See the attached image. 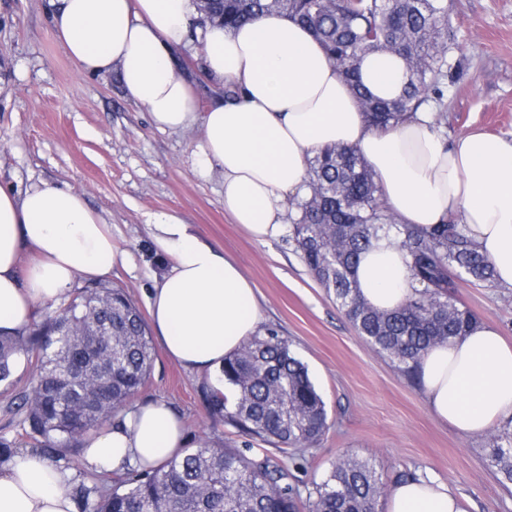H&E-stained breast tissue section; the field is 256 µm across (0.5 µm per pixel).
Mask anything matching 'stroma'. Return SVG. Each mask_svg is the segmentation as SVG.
<instances>
[{
  "instance_id": "1",
  "label": "stroma",
  "mask_w": 512,
  "mask_h": 512,
  "mask_svg": "<svg viewBox=\"0 0 512 512\" xmlns=\"http://www.w3.org/2000/svg\"><path fill=\"white\" fill-rule=\"evenodd\" d=\"M448 92L441 130L512 140V0H447ZM198 131L162 132L123 93L117 75L90 77L67 56L48 21L45 0H0V183L23 191L52 182L71 189L110 224L127 261L103 277L147 311L156 277L170 261L158 252L149 219L178 212L197 237L233 257L258 291L260 335L277 334L307 365L329 428L304 454L293 478L308 493L341 456L375 461L386 485L400 472L432 474L468 498L475 512H512L485 458L487 437L440 424L421 384L408 380L358 336L333 294L312 276L287 236L260 243L224 213V178L193 166ZM457 301L512 343V288L459 282ZM209 370L182 366L155 347L150 375L133 403L167 401L190 444L251 446L289 466L288 451L245 436L213 418L204 402ZM0 389V440L17 453L33 441L10 403L31 391V371Z\"/></svg>"
}]
</instances>
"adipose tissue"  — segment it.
<instances>
[{
	"mask_svg": "<svg viewBox=\"0 0 512 512\" xmlns=\"http://www.w3.org/2000/svg\"><path fill=\"white\" fill-rule=\"evenodd\" d=\"M46 12L80 71L118 73L157 130L200 128L196 174H223L225 212L257 241L283 233L288 200L306 191L310 159L347 148L372 169L399 223L427 230L457 219L492 262L498 285L512 288V142L482 132L447 139L431 112L387 129L371 126L323 46L275 13L227 30L201 24L197 0H46ZM191 45L215 88L205 105L176 71L177 53ZM406 80L395 55L363 56L360 81L369 94L396 98ZM225 87L237 97L224 99ZM150 227L170 258L150 295L154 336L184 366H222L258 332L251 282L179 213L156 215ZM27 248L36 253L30 264L22 260ZM118 257L109 224L81 195L50 183L20 195L0 186V331L26 332L77 278L107 275ZM354 277L362 301L380 311L399 309L416 290L392 237L362 254ZM417 371L425 402L443 424L481 436L512 417V346L488 323L431 348ZM187 445L182 423L157 400L86 436L80 469L157 467ZM77 470L34 452L0 465V512H78ZM387 512H470V504L426 476L393 485Z\"/></svg>",
	"mask_w": 512,
	"mask_h": 512,
	"instance_id": "1",
	"label": "adipose tissue"
}]
</instances>
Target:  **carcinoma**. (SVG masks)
Listing matches in <instances>:
<instances>
[{"mask_svg": "<svg viewBox=\"0 0 512 512\" xmlns=\"http://www.w3.org/2000/svg\"><path fill=\"white\" fill-rule=\"evenodd\" d=\"M204 19L233 28L277 12L304 25L349 77L373 51L407 60L403 94L383 101L359 93L375 126L397 123L427 100L441 101L448 77V6L445 0H205ZM309 193L290 202L291 238L310 273L336 297L359 336L408 377L430 348L478 323L456 301V281L495 282L490 260L450 219L430 230L400 224L384 206L373 172L352 149L326 148L309 163ZM395 232L405 252L415 296L392 312L360 300L354 269L373 242ZM71 302L35 322L22 335L0 332V384L13 386L12 359L25 356L35 384L17 407L29 434L79 449L84 436L112 419L144 384L152 343L140 310L122 288L86 285ZM108 322L112 335L99 336ZM211 414L239 432L293 449L294 469L305 467L302 449L328 430L324 401L306 365L287 340L255 336L224 358L205 392ZM486 459L499 481L512 484V430L491 436ZM113 484L75 489L83 512H302L297 485L267 456L246 449L199 444L158 468L113 471ZM386 493L374 463L343 456L315 484L308 512H377Z\"/></svg>", "mask_w": 512, "mask_h": 512, "instance_id": "cac0c4a2", "label": "carcinoma"}]
</instances>
